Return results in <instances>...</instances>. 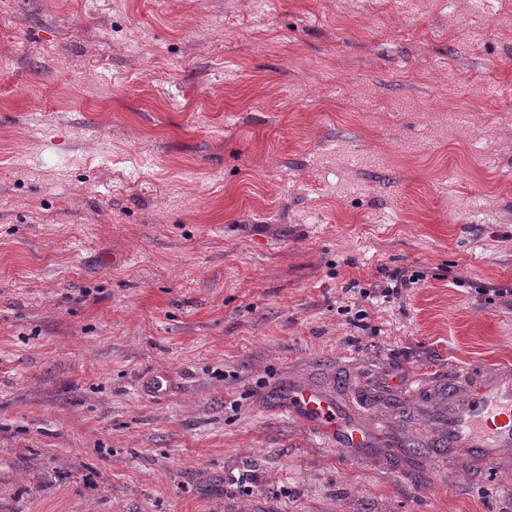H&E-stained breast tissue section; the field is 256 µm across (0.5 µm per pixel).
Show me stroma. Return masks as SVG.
I'll return each instance as SVG.
<instances>
[{
	"label": "stroma",
	"instance_id": "stroma-1",
	"mask_svg": "<svg viewBox=\"0 0 512 512\" xmlns=\"http://www.w3.org/2000/svg\"><path fill=\"white\" fill-rule=\"evenodd\" d=\"M511 284L512 0H0V512H512ZM445 438L452 448H475L494 462L502 448L512 447V370H500L462 402H450ZM288 405L293 414L310 429L327 436L336 433V437H340L349 448L363 446L371 433L367 426L358 424L347 432L345 438L341 428L346 421H341L340 408L309 385H291Z\"/></svg>",
	"mask_w": 512,
	"mask_h": 512
}]
</instances>
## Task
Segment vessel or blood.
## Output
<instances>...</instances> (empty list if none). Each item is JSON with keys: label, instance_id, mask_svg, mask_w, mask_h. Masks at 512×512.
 <instances>
[{"label": "vessel or blood", "instance_id": "1", "mask_svg": "<svg viewBox=\"0 0 512 512\" xmlns=\"http://www.w3.org/2000/svg\"><path fill=\"white\" fill-rule=\"evenodd\" d=\"M293 414L310 429L332 436L345 433V444L363 446L370 430L359 424L343 431L341 410L316 388L293 384L288 390ZM445 437L450 447L477 449L486 461H495L501 450L512 447V370H500L491 383L480 386L463 401L448 405Z\"/></svg>", "mask_w": 512, "mask_h": 512}]
</instances>
